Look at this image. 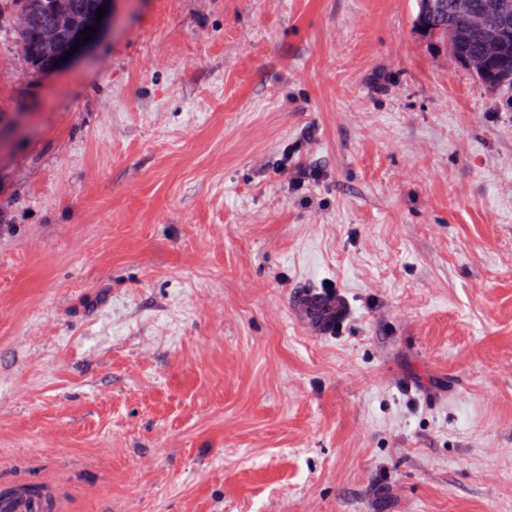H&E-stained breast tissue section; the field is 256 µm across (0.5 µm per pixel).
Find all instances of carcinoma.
I'll return each mask as SVG.
<instances>
[{"label":"carcinoma","instance_id":"obj_1","mask_svg":"<svg viewBox=\"0 0 512 512\" xmlns=\"http://www.w3.org/2000/svg\"><path fill=\"white\" fill-rule=\"evenodd\" d=\"M96 0H73L74 29L64 35L61 43L67 44L73 37L88 28ZM447 11L428 19L431 29L440 32L436 43L446 47L448 52L459 64L484 51V41L480 31L474 26V14L484 12L495 0H469L472 10L464 12L457 8V0H446ZM51 0H0V15L4 10L16 12L25 9L34 16L36 26L43 27L50 20ZM32 56L26 58L28 66L39 72L50 65L51 60L43 54L36 44H30ZM480 84L490 90L497 91L512 86V52L493 57L487 67V75L479 79Z\"/></svg>","mask_w":512,"mask_h":512}]
</instances>
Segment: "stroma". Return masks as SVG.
<instances>
[{
    "label": "stroma",
    "instance_id": "stroma-1",
    "mask_svg": "<svg viewBox=\"0 0 512 512\" xmlns=\"http://www.w3.org/2000/svg\"><path fill=\"white\" fill-rule=\"evenodd\" d=\"M417 11L110 0L47 75L0 21V483L67 512H512V89ZM292 159H293V153H288L280 159V170L282 172H288L291 174L289 185H292L295 188L301 189L306 180H313L315 181L319 175L317 172L313 170H305L300 166L292 165ZM295 168L296 170L292 169ZM320 294H313L310 290H303L296 299L294 309L308 323L320 325L327 323L324 316V308L332 306L318 297Z\"/></svg>",
    "mask_w": 512,
    "mask_h": 512
}]
</instances>
